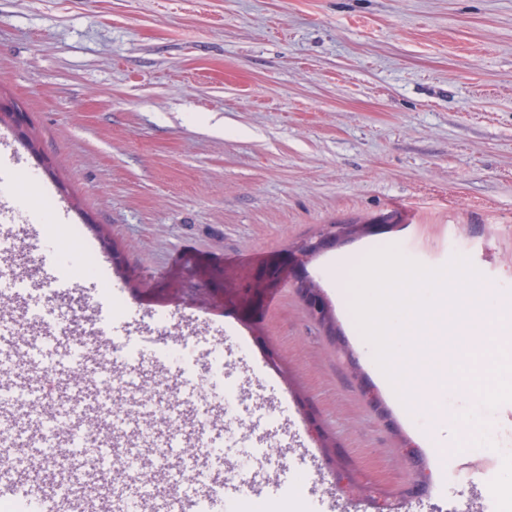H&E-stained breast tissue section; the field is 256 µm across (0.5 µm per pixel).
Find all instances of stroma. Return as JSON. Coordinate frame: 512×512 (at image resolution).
<instances>
[{
	"mask_svg": "<svg viewBox=\"0 0 512 512\" xmlns=\"http://www.w3.org/2000/svg\"><path fill=\"white\" fill-rule=\"evenodd\" d=\"M12 101L31 140L0 124L18 188L0 194L9 315L49 343L44 369L70 377L57 351L96 324L134 386L113 400L167 395L154 434L175 441L163 453L177 481L159 497L191 481L179 447L205 439L229 386L238 405L208 476L240 497L274 512H512V402L449 391V414L477 410L498 450L434 447L430 416L377 379L332 281L338 255L394 246L431 269L466 258L512 306V0H0ZM394 211L399 223L305 264L336 336L288 278L236 293L327 225ZM71 224L90 265L73 279L42 245ZM183 341L189 365L168 353ZM268 475L280 489L261 488Z\"/></svg>",
	"mask_w": 512,
	"mask_h": 512,
	"instance_id": "stroma-1",
	"label": "stroma"
}]
</instances>
